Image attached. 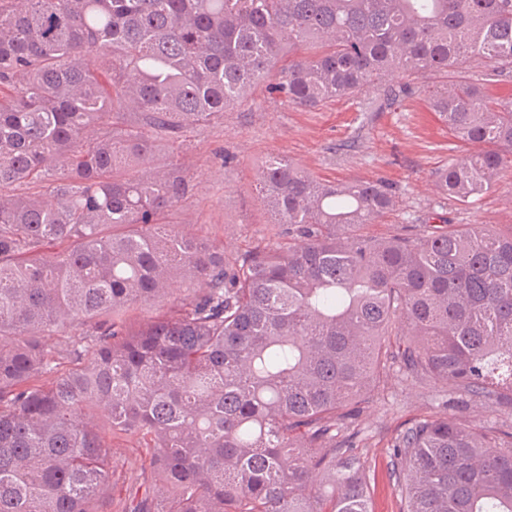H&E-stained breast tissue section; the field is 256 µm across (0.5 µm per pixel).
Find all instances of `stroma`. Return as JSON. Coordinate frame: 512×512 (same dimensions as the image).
Segmentation results:
<instances>
[{
    "instance_id": "obj_1",
    "label": "stroma",
    "mask_w": 512,
    "mask_h": 512,
    "mask_svg": "<svg viewBox=\"0 0 512 512\" xmlns=\"http://www.w3.org/2000/svg\"><path fill=\"white\" fill-rule=\"evenodd\" d=\"M367 94L302 109L254 87L242 102L209 126L185 132L173 150L175 162L193 186L180 208V231L223 246L231 262L257 244L276 243L283 230L259 196L258 165L268 156L293 162L322 182H389L397 205L364 232L392 237L422 231L433 214L452 224L512 228V171H503L495 188L462 205L442 199L438 172L459 155L461 145L430 111L420 94L366 111ZM454 417L479 425L510 426L512 410L491 411L479 399L463 408L447 405L440 385L392 371L387 384L361 413L358 453L369 480L372 512H401L389 447L412 420ZM145 451L125 441L112 450L111 512H129L128 488L151 480Z\"/></svg>"
}]
</instances>
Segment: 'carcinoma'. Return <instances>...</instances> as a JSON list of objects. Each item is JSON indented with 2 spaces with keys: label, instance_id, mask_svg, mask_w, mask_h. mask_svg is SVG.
<instances>
[{
  "label": "carcinoma",
  "instance_id": "carcinoma-1",
  "mask_svg": "<svg viewBox=\"0 0 512 512\" xmlns=\"http://www.w3.org/2000/svg\"><path fill=\"white\" fill-rule=\"evenodd\" d=\"M471 62L512 74V0H0V190L36 188L0 194V512H107L100 407L147 449L134 512H372L351 426L396 364L512 408V230L368 236L391 185L271 157L281 240L230 264L176 230L185 171L143 167L260 81L314 108ZM428 105L467 146L440 193L489 192L512 99L461 77ZM390 457L403 512H512V429L418 419Z\"/></svg>",
  "mask_w": 512,
  "mask_h": 512
}]
</instances>
